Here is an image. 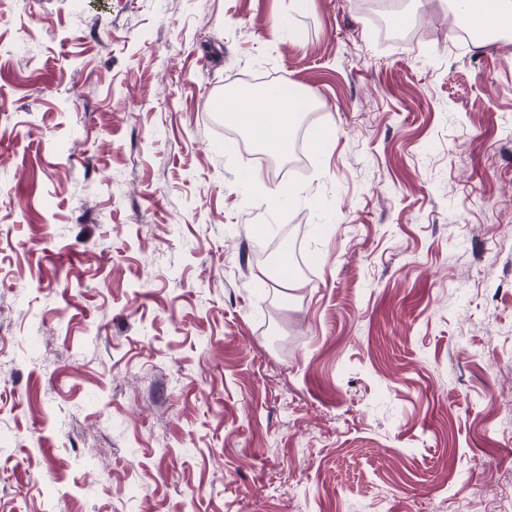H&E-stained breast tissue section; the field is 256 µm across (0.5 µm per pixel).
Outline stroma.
I'll list each match as a JSON object with an SVG mask.
<instances>
[{
    "label": "stroma",
    "instance_id": "1",
    "mask_svg": "<svg viewBox=\"0 0 512 512\" xmlns=\"http://www.w3.org/2000/svg\"><path fill=\"white\" fill-rule=\"evenodd\" d=\"M365 2L0 0V512H512V42ZM303 105L277 88L224 99L226 122L245 130L265 150L287 155Z\"/></svg>",
    "mask_w": 512,
    "mask_h": 512
}]
</instances>
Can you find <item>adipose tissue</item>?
Listing matches in <instances>:
<instances>
[{
    "label": "adipose tissue",
    "mask_w": 512,
    "mask_h": 512,
    "mask_svg": "<svg viewBox=\"0 0 512 512\" xmlns=\"http://www.w3.org/2000/svg\"><path fill=\"white\" fill-rule=\"evenodd\" d=\"M460 19L493 28L512 27V0H454ZM303 105L275 88L224 100L226 122L245 130L265 150L287 154Z\"/></svg>",
    "instance_id": "adipose-tissue-1"
}]
</instances>
